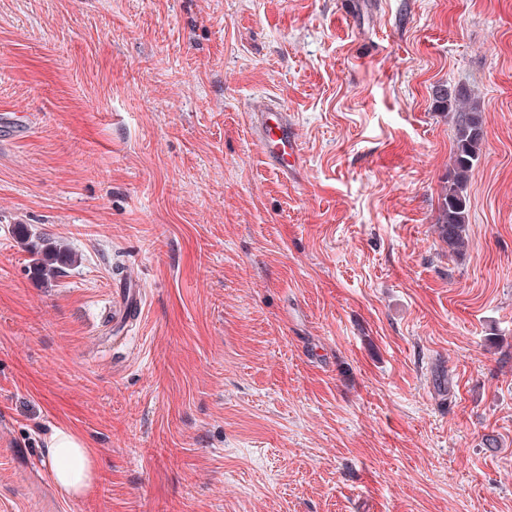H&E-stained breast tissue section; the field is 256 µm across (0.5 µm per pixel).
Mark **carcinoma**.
<instances>
[{"label": "carcinoma", "mask_w": 512, "mask_h": 512, "mask_svg": "<svg viewBox=\"0 0 512 512\" xmlns=\"http://www.w3.org/2000/svg\"><path fill=\"white\" fill-rule=\"evenodd\" d=\"M442 106L453 103L457 110L453 143V166L442 187L436 224L439 238L448 253L458 254L468 244L469 198L467 186L475 162L479 159L484 140L483 117L480 105L463 91L453 95L439 91ZM27 251L37 273L43 277L56 274V256L61 249L49 239L40 238L27 243Z\"/></svg>", "instance_id": "carcinoma-1"}]
</instances>
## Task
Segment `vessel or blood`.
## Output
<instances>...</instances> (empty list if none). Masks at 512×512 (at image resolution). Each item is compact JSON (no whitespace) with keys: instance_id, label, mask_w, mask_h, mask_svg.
<instances>
[{"instance_id":"obj_1","label":"vessel or blood","mask_w":512,"mask_h":512,"mask_svg":"<svg viewBox=\"0 0 512 512\" xmlns=\"http://www.w3.org/2000/svg\"><path fill=\"white\" fill-rule=\"evenodd\" d=\"M251 130L265 161L287 180L300 177L303 154L296 127L287 107L269 101L250 115ZM119 308L115 319L119 322L139 320L143 313L142 293L132 281L121 283L118 288Z\"/></svg>"}]
</instances>
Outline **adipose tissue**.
<instances>
[{"instance_id": "1", "label": "adipose tissue", "mask_w": 512, "mask_h": 512, "mask_svg": "<svg viewBox=\"0 0 512 512\" xmlns=\"http://www.w3.org/2000/svg\"><path fill=\"white\" fill-rule=\"evenodd\" d=\"M49 474L64 498H75L91 485L96 472L95 455L76 431L61 427L46 445Z\"/></svg>"}]
</instances>
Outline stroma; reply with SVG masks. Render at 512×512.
<instances>
[{
	"instance_id": "obj_1",
	"label": "stroma",
	"mask_w": 512,
	"mask_h": 512,
	"mask_svg": "<svg viewBox=\"0 0 512 512\" xmlns=\"http://www.w3.org/2000/svg\"><path fill=\"white\" fill-rule=\"evenodd\" d=\"M440 85L485 120L458 255ZM0 512H512V0H0ZM251 130L265 161L286 180L299 179L303 154L288 108L270 100L249 115ZM27 251L31 255V262L42 277H54L56 266L54 265L60 254L61 248L50 239L38 238V240L28 242ZM114 292L118 291L120 304L118 310L114 314L118 322L137 321L143 313L142 293L141 289L132 281L120 282L119 288H114ZM49 474L60 494L68 499L84 493L96 472L93 449L76 431L57 428L46 445Z\"/></svg>"
}]
</instances>
